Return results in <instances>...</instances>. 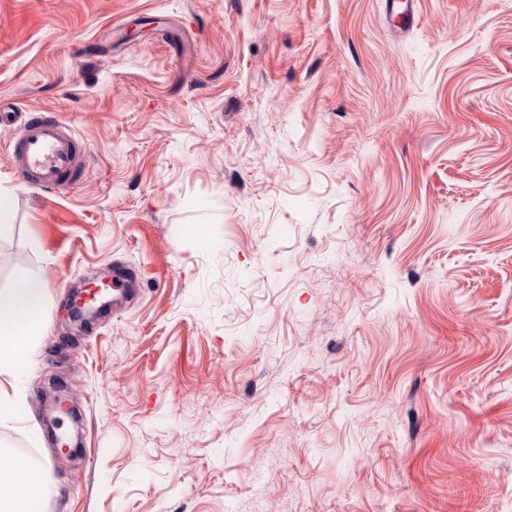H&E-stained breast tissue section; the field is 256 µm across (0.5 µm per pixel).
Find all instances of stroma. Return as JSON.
<instances>
[{
    "mask_svg": "<svg viewBox=\"0 0 512 512\" xmlns=\"http://www.w3.org/2000/svg\"><path fill=\"white\" fill-rule=\"evenodd\" d=\"M418 10L0 0V138L49 111L84 155L49 191L0 150V289L48 290L0 452L43 512H512V0ZM115 265L138 297L71 331ZM386 7L389 16H397L398 22L395 25L396 31L404 32L412 28L418 21V16L413 9L416 0H386Z\"/></svg>",
    "mask_w": 512,
    "mask_h": 512,
    "instance_id": "1",
    "label": "stroma"
}]
</instances>
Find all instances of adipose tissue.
I'll return each mask as SVG.
<instances>
[{"label":"adipose tissue","mask_w":512,"mask_h":512,"mask_svg":"<svg viewBox=\"0 0 512 512\" xmlns=\"http://www.w3.org/2000/svg\"><path fill=\"white\" fill-rule=\"evenodd\" d=\"M47 290L39 277L26 276L0 289V373L24 362L36 336ZM44 477L40 468L18 459L0 468V512H41Z\"/></svg>","instance_id":"adipose-tissue-1"}]
</instances>
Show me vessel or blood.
<instances>
[{
    "label": "vessel or blood",
    "instance_id": "vessel-or-blood-1",
    "mask_svg": "<svg viewBox=\"0 0 512 512\" xmlns=\"http://www.w3.org/2000/svg\"><path fill=\"white\" fill-rule=\"evenodd\" d=\"M415 0H387L389 14L398 18L397 31L412 28L418 20L413 9ZM19 176L26 182L60 189L73 183L78 174V140L69 133L55 114L30 117L23 128L11 134L6 143ZM137 290L134 270H112V305L120 307L132 299Z\"/></svg>",
    "mask_w": 512,
    "mask_h": 512
}]
</instances>
